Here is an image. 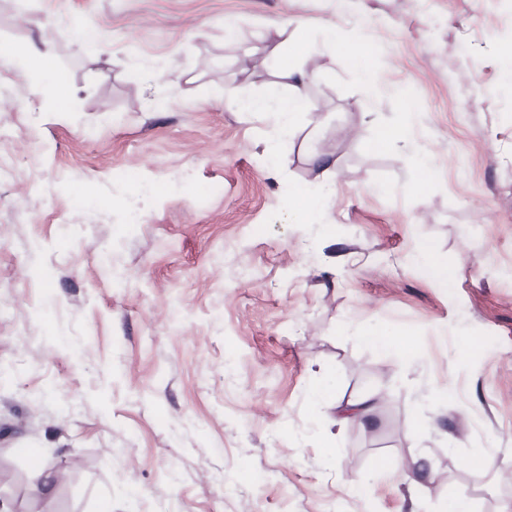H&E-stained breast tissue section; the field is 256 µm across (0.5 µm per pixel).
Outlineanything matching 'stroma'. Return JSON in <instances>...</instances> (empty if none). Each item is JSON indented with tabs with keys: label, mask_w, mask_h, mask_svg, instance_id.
I'll return each mask as SVG.
<instances>
[{
	"label": "stroma",
	"mask_w": 512,
	"mask_h": 512,
	"mask_svg": "<svg viewBox=\"0 0 512 512\" xmlns=\"http://www.w3.org/2000/svg\"><path fill=\"white\" fill-rule=\"evenodd\" d=\"M47 38L67 111L0 64V461L68 467L45 512H512V0H0ZM299 43L283 139L234 101ZM349 57L353 76L358 81L368 82L372 79V73L366 65V50L360 44H349L344 48ZM332 190V182H323L313 192L307 190L297 192L294 197L289 198V201L294 198L302 208L303 214L307 215L310 211L320 209L325 197L331 194Z\"/></svg>",
	"instance_id": "obj_1"
}]
</instances>
